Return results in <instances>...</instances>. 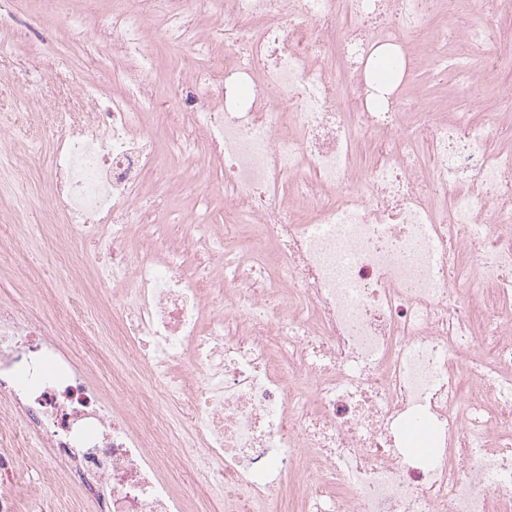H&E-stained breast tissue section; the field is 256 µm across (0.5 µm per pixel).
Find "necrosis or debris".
I'll use <instances>...</instances> for the list:
<instances>
[{"label": "necrosis or debris", "instance_id": "1", "mask_svg": "<svg viewBox=\"0 0 512 512\" xmlns=\"http://www.w3.org/2000/svg\"><path fill=\"white\" fill-rule=\"evenodd\" d=\"M482 0H124L106 98L46 132L53 176L30 227L0 218V281L30 230L58 276L95 261L91 306L45 322L0 298V446L40 449L96 512H512V95L481 123L417 104L424 58L468 90L512 57ZM448 14L450 31L431 17ZM216 25L202 29L201 15ZM207 61L157 152L146 30ZM452 41L457 52L437 46ZM395 47L390 93L367 63ZM376 154L361 166L362 144ZM223 173L225 223L147 221L168 165ZM111 310L104 320L102 310ZM111 335L113 409L60 337ZM172 402L180 418L162 409ZM177 474L164 476L166 463Z\"/></svg>", "mask_w": 512, "mask_h": 512}]
</instances>
